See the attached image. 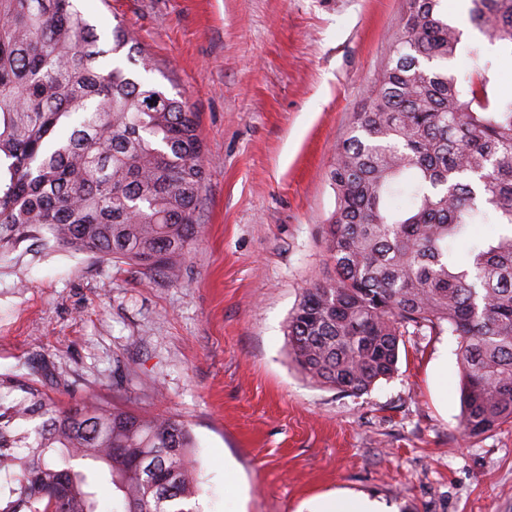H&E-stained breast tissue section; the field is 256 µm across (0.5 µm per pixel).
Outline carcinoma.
Returning <instances> with one entry per match:
<instances>
[{
  "label": "carcinoma",
  "mask_w": 512,
  "mask_h": 512,
  "mask_svg": "<svg viewBox=\"0 0 512 512\" xmlns=\"http://www.w3.org/2000/svg\"><path fill=\"white\" fill-rule=\"evenodd\" d=\"M79 2L0 0V259L37 240L175 282L204 233L196 114L112 62L125 51L154 69L120 23L100 47ZM445 2L409 0L336 146L323 236L336 276L303 290L287 336L305 378L354 395L397 372L406 336L458 337L459 427L476 439L512 422V92ZM470 2L512 53V0ZM461 57L474 68L459 76ZM24 367L0 374V512H103L100 484L113 512H197L188 424L101 395L65 402L48 389L71 386L52 361Z\"/></svg>",
  "instance_id": "cac0c4a2"
}]
</instances>
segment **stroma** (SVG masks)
Here are the masks:
<instances>
[{
	"mask_svg": "<svg viewBox=\"0 0 512 512\" xmlns=\"http://www.w3.org/2000/svg\"><path fill=\"white\" fill-rule=\"evenodd\" d=\"M81 4L99 32L130 29L149 80L196 112L208 233L176 283L21 243L0 260V372L41 354L80 391L186 422L199 512H307L339 491L389 512H512V423L462 436L456 337L407 338L393 377L361 395L310 382L288 356L301 292L335 274L322 239L335 147L409 0Z\"/></svg>",
	"mask_w": 512,
	"mask_h": 512,
	"instance_id": "stroma-1",
	"label": "stroma"
}]
</instances>
